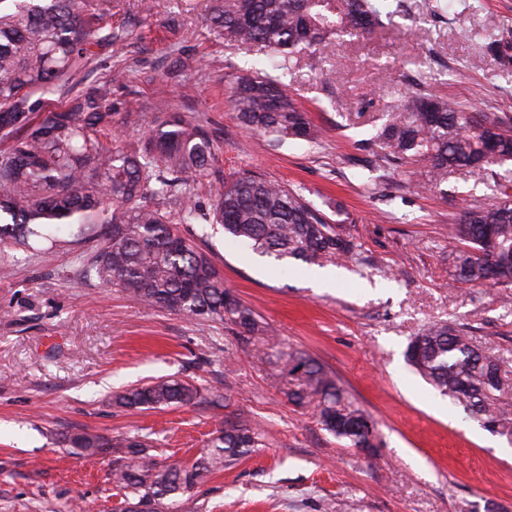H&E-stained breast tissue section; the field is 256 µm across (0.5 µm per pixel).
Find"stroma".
<instances>
[{
  "mask_svg": "<svg viewBox=\"0 0 512 512\" xmlns=\"http://www.w3.org/2000/svg\"><path fill=\"white\" fill-rule=\"evenodd\" d=\"M392 25L324 53L300 52L291 78L319 142L276 141L247 130L221 79L269 68L270 56L226 45L206 18L211 0H113L111 27L142 24L95 48L87 83L112 84V123L128 149L160 117L158 99L196 111L216 130L210 180L247 170L302 189L339 232L352 259L323 262L335 287L311 285V265H280L251 249L182 230L209 252L225 283L275 329L238 336L231 324L140 304L84 279L74 249L52 259L0 252V512H116L125 492L109 459L70 455L77 430L148 436L153 454L193 460L227 421L264 444L196 488L182 512H512V444L407 366L410 336L435 321L467 327L512 372V298L452 285L448 226L490 201L485 184L450 174L423 185L419 165L378 160L370 140L402 95L430 87L470 110L512 117V61L482 54L486 32L512 25V0H386ZM191 67H182V60ZM321 363L376 424L371 452L323 430L313 404H293L286 355ZM158 377L192 381L191 407L126 411L113 396Z\"/></svg>",
  "mask_w": 512,
  "mask_h": 512,
  "instance_id": "35a3bbf8",
  "label": "stroma"
}]
</instances>
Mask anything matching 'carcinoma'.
Wrapping results in <instances>:
<instances>
[{
	"instance_id": "cac0c4a2",
	"label": "carcinoma",
	"mask_w": 512,
	"mask_h": 512,
	"mask_svg": "<svg viewBox=\"0 0 512 512\" xmlns=\"http://www.w3.org/2000/svg\"><path fill=\"white\" fill-rule=\"evenodd\" d=\"M0 245L43 257L69 230L71 242L91 243L77 254L89 280L117 287L142 304L194 319L232 323L241 336L269 333L255 311L179 224H208L262 257L321 264L353 254V240L299 190L240 172L215 185L209 209L191 204L210 175L217 133L184 112L160 108L163 119L129 150L112 131V82L122 72L72 93L91 64L92 47L115 44L125 29L103 21L112 0H0ZM208 20L224 42L259 46L285 71L301 50L316 52L335 38H358L384 27L372 0H213ZM485 53L512 57V39L488 34ZM36 92L61 101L47 112ZM227 101L249 130L278 141L316 142L320 131L281 76L262 70L228 81ZM391 165L426 167L432 187L465 171L492 178L494 199L468 208L448 235L464 248L448 254L452 280L472 287L512 286V126L497 112H471L431 91L401 99L372 138ZM179 202L171 214L148 200ZM407 363L471 419L512 443V375L500 358L478 347L465 329L439 322L420 329L405 349ZM297 404L316 402L324 430L348 448H374L377 431L347 401L336 380L313 358L286 359ZM198 389L160 378L113 397L127 409L192 405ZM66 442L77 457H112V475L131 499L171 512L208 477L261 445V435L225 422L194 461L168 464L149 453L147 438L116 439L77 432Z\"/></svg>"
}]
</instances>
